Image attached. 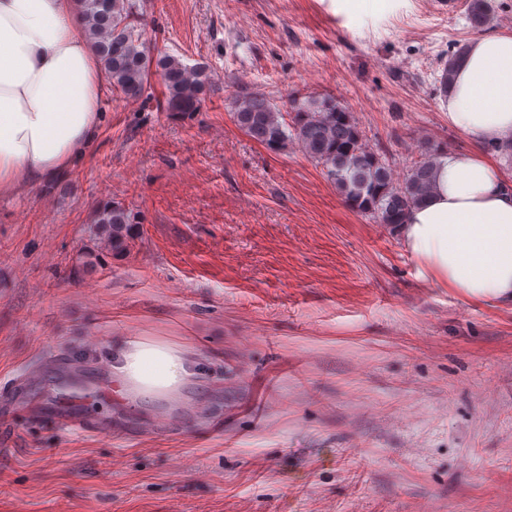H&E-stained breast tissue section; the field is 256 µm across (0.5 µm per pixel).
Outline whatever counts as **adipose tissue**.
I'll use <instances>...</instances> for the list:
<instances>
[{
  "instance_id": "ef3b65f1",
  "label": "adipose tissue",
  "mask_w": 512,
  "mask_h": 512,
  "mask_svg": "<svg viewBox=\"0 0 512 512\" xmlns=\"http://www.w3.org/2000/svg\"><path fill=\"white\" fill-rule=\"evenodd\" d=\"M103 78L75 0H0V194L63 173L95 136ZM441 105L469 152L441 151L434 188L402 227L434 283L512 299V180L485 146L512 141V34L473 38ZM112 372L133 389L169 394L192 376L184 349L126 338Z\"/></svg>"
}]
</instances>
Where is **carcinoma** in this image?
Instances as JSON below:
<instances>
[{
	"instance_id": "obj_1",
	"label": "carcinoma",
	"mask_w": 512,
	"mask_h": 512,
	"mask_svg": "<svg viewBox=\"0 0 512 512\" xmlns=\"http://www.w3.org/2000/svg\"><path fill=\"white\" fill-rule=\"evenodd\" d=\"M79 4L88 39L113 89L128 100L138 101L156 74L165 88L166 111H199L209 76L177 57L152 56L133 23L137 0H79ZM467 12L472 27L482 29L490 21L489 0H468ZM464 49L459 46L445 63L441 92H446ZM233 119L249 137L270 150L299 146L322 168L327 181L347 204L395 233L400 232L407 212L432 192L441 146L425 141L420 159L413 162L399 183L386 157L366 144L354 113L333 96L292 97L284 113L266 96L250 93L234 101ZM95 224L112 241L113 250L127 249L133 217L122 203L100 207Z\"/></svg>"
}]
</instances>
